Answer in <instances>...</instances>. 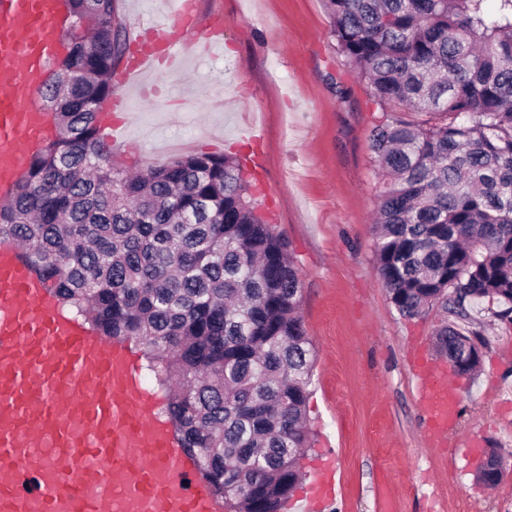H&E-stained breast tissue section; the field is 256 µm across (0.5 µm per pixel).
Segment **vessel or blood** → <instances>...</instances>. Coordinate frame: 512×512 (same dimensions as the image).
<instances>
[{
  "mask_svg": "<svg viewBox=\"0 0 512 512\" xmlns=\"http://www.w3.org/2000/svg\"><path fill=\"white\" fill-rule=\"evenodd\" d=\"M195 18L193 0H184L177 19L185 36L140 52L127 81L152 71L157 55L177 67L188 51H209L220 22L209 19L190 43ZM63 32L61 0H11L0 11L2 197L46 135L35 100ZM414 377L427 438L445 447L459 391L439 361L417 364ZM156 408L127 342L62 316L18 247L0 243V512H221ZM305 482L306 512H329L334 465Z\"/></svg>",
  "mask_w": 512,
  "mask_h": 512,
  "instance_id": "1",
  "label": "vessel or blood"
}]
</instances>
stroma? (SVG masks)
<instances>
[{
  "instance_id": "stroma-1",
  "label": "stroma",
  "mask_w": 512,
  "mask_h": 512,
  "mask_svg": "<svg viewBox=\"0 0 512 512\" xmlns=\"http://www.w3.org/2000/svg\"><path fill=\"white\" fill-rule=\"evenodd\" d=\"M172 0H117L129 44L143 25L173 22ZM199 20L224 17V45L159 69L139 85L117 163L163 165L167 145L233 152L257 178L264 208L289 240L303 280L301 312L315 348L301 462L336 460L331 512H512V498L478 485L480 448L512 451V323L474 304L482 365L449 375L462 394L447 454L428 447L412 366L434 356L441 312L402 318L382 287L372 224L380 176L369 148L375 107L330 35L324 0H196ZM347 96H340V89Z\"/></svg>"
}]
</instances>
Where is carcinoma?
Listing matches in <instances>:
<instances>
[{
  "label": "carcinoma",
  "mask_w": 512,
  "mask_h": 512,
  "mask_svg": "<svg viewBox=\"0 0 512 512\" xmlns=\"http://www.w3.org/2000/svg\"><path fill=\"white\" fill-rule=\"evenodd\" d=\"M50 136L0 203V240L60 307L136 343L159 412L226 512H283L311 447L314 347L287 239L233 153H189L131 173L99 137L126 54L116 0H64ZM330 33L382 113L375 257L406 319L434 304L468 320L489 299L512 317V0H327ZM474 332L435 331L460 372Z\"/></svg>",
  "instance_id": "obj_1"
}]
</instances>
